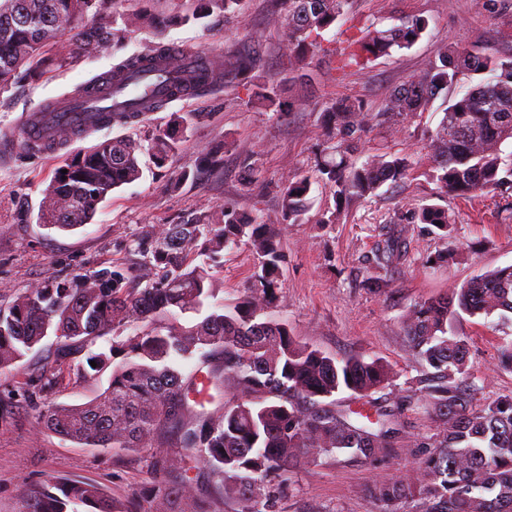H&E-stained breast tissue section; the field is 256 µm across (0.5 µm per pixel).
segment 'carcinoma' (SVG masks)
<instances>
[{
  "mask_svg": "<svg viewBox=\"0 0 512 512\" xmlns=\"http://www.w3.org/2000/svg\"><path fill=\"white\" fill-rule=\"evenodd\" d=\"M285 51L293 78L308 77L306 63L319 33L347 14L351 0H285ZM188 13L166 17H117L112 0H0V92L20 81L36 82L66 56L115 51L140 28L161 29L199 21L219 11L231 15L242 0H194ZM413 17L387 29H368L340 49L342 67L411 47L428 27ZM170 57L169 46L151 43L113 64L110 76H136L143 66ZM255 48L227 51L218 75L232 73L266 109L282 117L293 102L262 79ZM480 82L448 101L437 130L427 136L428 176L440 193L491 200L512 192V50L497 55L444 44L424 68L394 87L381 109L345 98L321 111L326 146L315 168L341 204L374 194L384 183L407 177V159L368 154L351 161L362 136L381 114L398 123L425 109L457 83L460 74ZM186 142L184 121L173 117L149 147L163 170ZM226 144L215 146L201 165L216 168ZM143 145L106 138L59 166L39 207L38 223L72 230L91 223L98 205L116 188L143 175ZM311 182L284 183L278 216L257 221L231 204L216 207L202 224H166L136 267L114 264L66 282L47 280L0 304V369L55 337L57 355L32 372L37 393H48L67 375L80 378L111 371L94 399L56 405L41 429L114 455L152 450L160 479L148 506L116 500L94 484L51 477L19 492V512H207L211 496L235 512H281V501L301 469L346 455L370 461L402 432L404 404L383 405L373 394L392 380L387 364L355 354L336 358L297 340L285 322L260 320L282 302L285 254L283 224H296ZM388 224H427L442 242L452 224L448 208L419 204L395 213ZM253 254L251 284L231 304L186 327L179 317L201 312L215 298L211 274L226 249ZM401 236L388 235L370 265L387 270L403 257ZM144 284L131 288L132 280ZM512 315V265L497 268L439 298L416 302L401 316L405 340L422 366L407 404L435 417L438 432L411 475L369 488L379 512H512V398L481 399L468 381L467 343L451 328L463 314ZM108 347L90 349L97 339ZM85 360L68 361L72 347ZM195 360L188 371L182 362ZM96 362L91 366L90 362ZM348 393L370 406L341 407Z\"/></svg>",
  "mask_w": 512,
  "mask_h": 512,
  "instance_id": "1",
  "label": "carcinoma"
}]
</instances>
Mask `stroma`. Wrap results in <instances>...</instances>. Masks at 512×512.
Listing matches in <instances>:
<instances>
[{
	"mask_svg": "<svg viewBox=\"0 0 512 512\" xmlns=\"http://www.w3.org/2000/svg\"><path fill=\"white\" fill-rule=\"evenodd\" d=\"M282 11L281 0H244L242 9L228 17L215 13L202 22L174 25L158 33L136 32L125 51L135 53L158 38L180 50L209 53L257 45L265 82L305 103L286 118L266 111L228 77L210 95L175 101L151 113L147 121L100 129L94 137L75 138L56 153L20 152L10 161L0 160V300L47 278L68 280L115 263L134 262L137 245L151 243L162 225L197 222L225 203L262 218L271 216L279 207L284 182L305 176L312 180L308 208L299 223L282 233L283 300L270 315L287 322L300 341L326 354L338 358L364 354L390 365L394 377L382 395L392 400L408 394L421 371L401 329L403 311L487 271L512 265V199H501L499 213L493 214L484 198H447L453 226L444 244L453 257L445 264L428 260L444 245L435 235L420 224L403 225L405 255L386 283L375 285L368 279L366 258L378 241V225L399 208L439 198L436 184L425 175V143L448 98L439 96L397 127L383 125L367 135L364 152L408 158L409 176L352 203L336 224L322 221L337 200L314 171L315 156L324 143L320 110L336 99L356 97L370 111H378L388 91L416 74L444 41L489 54L511 50L512 0H353L349 23L360 29L372 24L388 28L413 16L427 18L429 25L410 48L347 68L341 67L336 52L345 47L348 31L336 27L324 31L309 58L311 84L303 89L289 83L283 55L285 30L269 21L271 14ZM115 62L108 53L80 56L40 82L21 83L0 93V132L17 131L27 112L109 73ZM175 112L185 121L187 140L171 156L170 173L194 170L203 154L226 139L232 147L222 167L200 173L175 191L148 168L140 180L101 202L92 223L70 231L38 224L42 192L65 158L97 139L131 137L149 144L152 134L166 128ZM249 162L259 166L262 178L248 188L242 177ZM253 267L247 248L225 251L223 265L213 270L219 298L236 299ZM452 328L467 341L469 364L482 397L512 395V371L498 362L501 340L512 337V321L495 314L464 315L453 321ZM55 350V339H47L38 355L0 369V404L11 405L13 411L8 422H0V512H18L20 490L50 476L87 481L119 499L146 497L159 478L151 452L116 457L40 430L37 419L45 403H84L107 384L103 375L71 377L49 397L20 396L18 388L34 363L53 361ZM403 420L401 438L377 461L366 464L341 456L300 470L294 490L283 501L284 512H379L367 486L410 475L422 453L421 442L437 431L433 416L417 406L405 409Z\"/></svg>",
	"mask_w": 512,
	"mask_h": 512,
	"instance_id": "stroma-1",
	"label": "stroma"
}]
</instances>
